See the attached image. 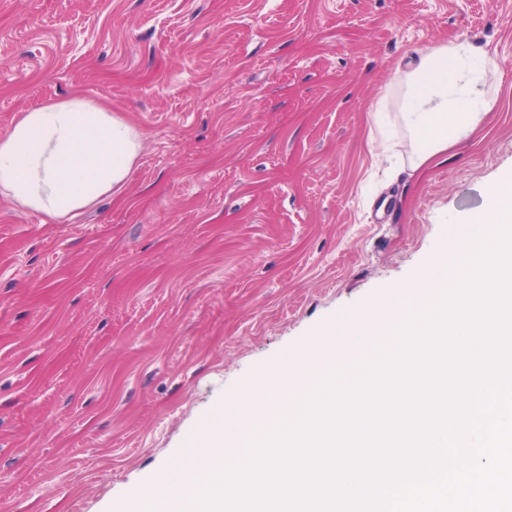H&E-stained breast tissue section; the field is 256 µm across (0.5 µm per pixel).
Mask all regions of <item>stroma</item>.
Segmentation results:
<instances>
[{
	"mask_svg": "<svg viewBox=\"0 0 512 512\" xmlns=\"http://www.w3.org/2000/svg\"><path fill=\"white\" fill-rule=\"evenodd\" d=\"M502 72L421 168L407 64ZM81 90L144 148L50 221L0 195V512H139L227 404L408 284L512 178V0H0V132Z\"/></svg>",
	"mask_w": 512,
	"mask_h": 512,
	"instance_id": "1",
	"label": "stroma"
}]
</instances>
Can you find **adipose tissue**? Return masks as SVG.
<instances>
[{"instance_id": "ef3b65f1", "label": "adipose tissue", "mask_w": 512, "mask_h": 512, "mask_svg": "<svg viewBox=\"0 0 512 512\" xmlns=\"http://www.w3.org/2000/svg\"><path fill=\"white\" fill-rule=\"evenodd\" d=\"M495 58L462 43L428 48L409 75L401 119L423 166L467 140L492 107L479 91ZM137 129L102 100L73 91L22 112L0 134V194L53 220L122 191L140 155Z\"/></svg>"}]
</instances>
